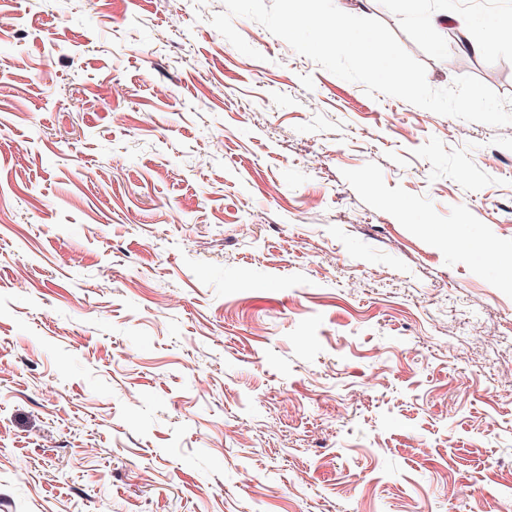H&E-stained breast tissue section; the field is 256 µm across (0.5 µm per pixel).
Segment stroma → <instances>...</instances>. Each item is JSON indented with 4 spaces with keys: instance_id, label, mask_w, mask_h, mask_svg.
Listing matches in <instances>:
<instances>
[{
    "instance_id": "obj_1",
    "label": "stroma",
    "mask_w": 512,
    "mask_h": 512,
    "mask_svg": "<svg viewBox=\"0 0 512 512\" xmlns=\"http://www.w3.org/2000/svg\"><path fill=\"white\" fill-rule=\"evenodd\" d=\"M334 3L512 97V0ZM224 9L0 0V512H512V124Z\"/></svg>"
}]
</instances>
